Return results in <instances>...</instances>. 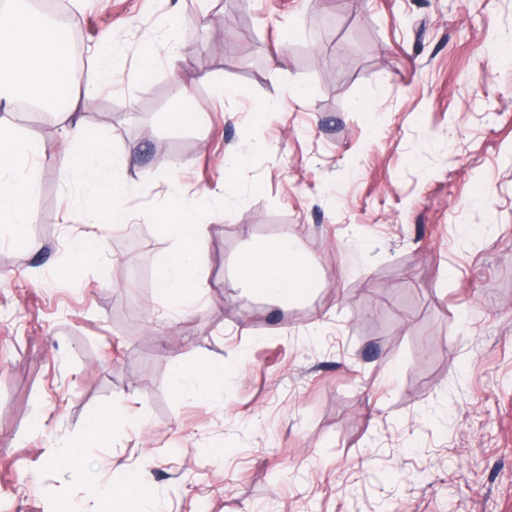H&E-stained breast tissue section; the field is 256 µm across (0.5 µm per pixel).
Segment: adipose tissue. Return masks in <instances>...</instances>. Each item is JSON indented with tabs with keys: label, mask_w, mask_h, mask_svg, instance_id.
Wrapping results in <instances>:
<instances>
[{
	"label": "adipose tissue",
	"mask_w": 512,
	"mask_h": 512,
	"mask_svg": "<svg viewBox=\"0 0 512 512\" xmlns=\"http://www.w3.org/2000/svg\"><path fill=\"white\" fill-rule=\"evenodd\" d=\"M120 49L110 35H103L91 54L94 81L83 91H76L68 77L70 46L58 32L37 16L27 12H0V87L9 88L13 97L72 101L76 94L92 97L97 84L111 80L116 71ZM66 134L70 141L82 145L78 159L50 155L46 146L21 137L10 120L0 117V228L23 227L32 221L27 201L37 191L34 179L19 177L22 164L35 157H53L68 177L83 187L81 208L84 222L100 221L126 224L131 219L129 197L118 176L124 158L112 151L108 135L90 138L83 123H71ZM154 230L160 238L173 240L175 251L155 272L158 301L187 309L196 298L200 274L206 262L205 227L187 208L176 206L161 212ZM235 281L256 293L287 304L307 296L316 288L319 275L315 267L288 242L271 238L260 242L236 261ZM224 367L205 366L193 371L175 367L171 387L178 396L198 402H223ZM130 416L102 408L90 416L85 437L62 448L55 458L57 465L78 470L82 467V450L87 440L130 426ZM90 495L107 500L109 512H155L152 493L141 473L133 472L120 483L89 486Z\"/></svg>",
	"instance_id": "obj_1"
}]
</instances>
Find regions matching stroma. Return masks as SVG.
<instances>
[{
  "mask_svg": "<svg viewBox=\"0 0 512 512\" xmlns=\"http://www.w3.org/2000/svg\"><path fill=\"white\" fill-rule=\"evenodd\" d=\"M248 3L66 0L83 55L122 49L73 111L127 157L141 237L82 224L78 185L28 166L33 222L0 233V512H100L88 486L131 469L164 512H512V0ZM184 106L199 125L153 120ZM175 203L207 262L170 319L153 224ZM88 231L101 254L78 266ZM270 237L324 287L287 307L233 287ZM176 357L238 360L223 406L175 396ZM107 406L142 427L89 443L83 476L56 466ZM119 54V47L112 41V37L108 33H105L100 44L91 54L90 59L93 65L94 79L91 83L87 84L83 90V95L86 100H89L93 96L99 83L110 81L112 75L114 77Z\"/></svg>",
  "mask_w": 512,
  "mask_h": 512,
  "instance_id": "obj_1",
  "label": "stroma"
}]
</instances>
